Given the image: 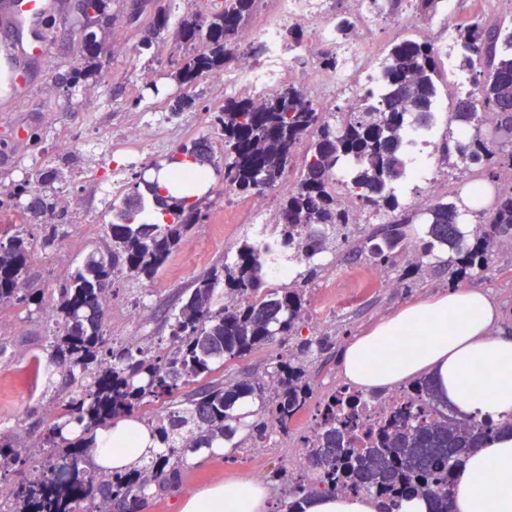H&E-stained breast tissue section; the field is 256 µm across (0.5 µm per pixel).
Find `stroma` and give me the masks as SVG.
Returning <instances> with one entry per match:
<instances>
[{"instance_id":"obj_1","label":"stroma","mask_w":512,"mask_h":512,"mask_svg":"<svg viewBox=\"0 0 512 512\" xmlns=\"http://www.w3.org/2000/svg\"><path fill=\"white\" fill-rule=\"evenodd\" d=\"M133 0H111L109 12L115 17V27L122 32L125 45L122 52L109 53L106 60L110 70L123 77H132L140 60V35L126 27L122 15ZM81 0H56L54 15L47 32L48 50L41 59L27 63L30 88L19 109L0 107V182L15 181L16 166L27 170L48 169L64 161H73L75 167L90 163L99 166L104 181L131 182L135 170L109 163L107 143L89 145L86 138L85 97H92L101 114L104 133L127 127L135 114L127 109L124 100L114 98L110 83L103 82L75 93L64 92L54 78L57 73L78 64L81 49L73 29L81 18ZM70 190L81 200L80 211L67 214L68 226L64 236L50 247H36L29 260V278L42 288L45 297H52L59 280L71 271L86 255L101 246L107 237L110 222L105 212V200L94 187L71 180L48 186L50 195ZM209 198L213 202L206 217L183 237L163 271L153 279L115 281L107 303L103 331L113 342L133 343L142 337L154 340L167 338L169 325L165 311L177 304L184 288L206 274L213 266L223 263L243 240L253 237L249 224L224 223L226 191L223 183L210 181ZM421 223L406 228L407 246L384 271L391 278H399L402 270L416 261H423L422 274L405 280L404 288L384 290L373 298L355 301L354 292L362 280L356 271L359 264L351 247L345 246L325 253L321 262L325 269L312 280H305L306 264L293 266L294 275L286 280L289 288L302 289L307 312H314L320 296L334 289L340 298L337 310L325 319L324 333L331 336L329 349L319 352L307 366L314 399H322L343 378L339 355L346 343L362 334L376 322L393 313L404 304L441 295L448 289L463 284L465 279L449 266L447 253L420 258L417 247L424 234ZM494 270L485 277H472V285L480 287L494 300L501 312L512 316V250H498ZM140 307L144 318L130 320L128 312ZM10 329L1 340L7 350L0 355V436L17 438L33 449H40L52 421L61 414L60 402L68 399L72 386L62 373H54L51 380L40 378L47 362L49 325L42 312L19 304L0 309V323ZM296 337L290 336L254 350L244 358L222 364L218 377L234 378L244 373H264L279 357L287 355L295 346ZM310 415H302L287 432L273 439L267 453L258 460L250 459L247 450L253 440L240 435L241 447L233 455L211 456L206 467L188 466L184 473L183 493L189 494L212 482L237 476L253 477L256 471L286 466L288 451L297 447L300 437L309 433Z\"/></svg>"}]
</instances>
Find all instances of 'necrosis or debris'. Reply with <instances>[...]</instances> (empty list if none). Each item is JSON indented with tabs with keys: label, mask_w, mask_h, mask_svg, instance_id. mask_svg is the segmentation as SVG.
Wrapping results in <instances>:
<instances>
[{
	"label": "necrosis or debris",
	"mask_w": 512,
	"mask_h": 512,
	"mask_svg": "<svg viewBox=\"0 0 512 512\" xmlns=\"http://www.w3.org/2000/svg\"><path fill=\"white\" fill-rule=\"evenodd\" d=\"M338 2L260 0L261 16L238 34L243 53L230 66L204 78L210 101L220 106L228 100H259L269 97L282 85L291 84L322 109H334L339 97L349 98L360 89L378 84L383 55L370 38L378 26H386L391 40L396 41L408 35L421 36L433 23L438 26L437 48L448 65L449 93L462 97L473 95L468 74L456 70L452 64L457 51L460 0H440L441 8L432 18L417 14L414 0H400L395 7L390 0H353L354 8L348 16L351 33L345 38L337 33ZM293 26L306 29L308 37L290 51L285 47L283 34ZM257 44L261 45L262 53L255 58L249 48ZM328 53L338 57L337 67H323L321 58ZM164 107V99L146 100L138 121L113 136V155L135 164L145 150L166 144L173 129L155 122ZM335 393L341 400L350 397L357 400L356 444L360 447L364 446L367 434L383 424L397 405L412 398L411 391L404 389L378 395L345 382L337 383Z\"/></svg>",
	"instance_id": "4bbe7bcc"
}]
</instances>
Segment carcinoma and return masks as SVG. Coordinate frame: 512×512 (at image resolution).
Instances as JSON below:
<instances>
[{
  "label": "carcinoma",
  "mask_w": 512,
  "mask_h": 512,
  "mask_svg": "<svg viewBox=\"0 0 512 512\" xmlns=\"http://www.w3.org/2000/svg\"><path fill=\"white\" fill-rule=\"evenodd\" d=\"M160 2L142 30L140 49L149 51L170 34L179 44L202 42L201 48L177 58L167 72V78L182 88L232 63L237 34L256 0H222L218 9L180 16L174 27L172 0ZM82 13L81 61L55 78L68 91L104 79L105 49L112 43L106 0H82ZM459 39L460 67L483 68V80L474 84V95L456 98L449 122L457 126L448 129L440 149L456 157L471 182L481 179L486 169L512 172V115L496 113L503 102L512 101V27L474 23L460 28ZM441 62L427 37L392 46L377 105L364 97L345 109L323 113L292 85L261 102L228 100L214 115L222 132L224 165L215 162V152L205 141L196 139L166 157L170 181L178 191L191 190L198 173L182 164L206 161L224 171L228 189L254 193L279 186L291 164L301 159L300 177L283 198L278 225L282 246L293 250L288 259L309 263L347 242L356 229L352 210L341 204L332 187L336 171L343 170L357 208L376 217H393L388 225L373 228L354 253L366 251L375 264H389L390 253L404 245L405 225L413 223L399 194L407 171L405 132L415 122L428 123ZM195 105L193 96H178L168 105V118ZM486 111L494 114L498 141L483 137L473 125V117ZM70 173V168L58 166L40 170L34 178L47 186ZM30 184L28 176L18 184L1 186L0 212H19L25 224L55 213L56 203L46 195L23 201L32 193ZM477 202L479 197L470 196L427 205L422 256L446 250L461 274L490 271L495 245L512 236V189L499 192L489 214L472 210ZM206 208L200 198L163 195L158 186L139 182L133 191L109 200L113 219L107 242L59 282L56 300L48 308L43 306L41 289L27 279V263L36 245L49 246L60 236L59 225H46L38 244L18 230L0 237V308L25 301L39 311H51L56 330L49 341L50 360L77 384L64 404L65 420L48 429L47 458L28 476L7 480L17 464L26 462L27 447L9 440L0 443V478L11 486L9 496L0 500V512H142L151 501L182 488L187 453L209 450L235 437V409L241 401H259V409L269 410L283 428L305 410L312 389L300 357L316 348L326 349V337L304 340L297 353L278 360L261 375L211 380L184 394L183 400L171 402L151 419L160 437V453L128 472L92 470L82 440L71 442L64 435L67 429L78 428L85 436L145 403L164 402L181 387L212 374L217 362L242 358L278 336L298 331L305 313L303 291L268 286L270 254L257 242L246 241L223 264L197 278L181 304L168 312L169 345L145 341L106 346L102 327L112 277L117 273L134 280L155 277ZM157 214L166 221L154 223ZM379 237L381 245L376 243ZM222 285L233 298L230 304L219 296ZM413 386L426 414L404 406L370 435L365 448L354 447L355 409L334 400L326 405L312 448V465L321 478L316 486L297 483L288 512H301L307 493H336L346 484L362 483L401 499L428 495L433 498L432 512H451V472L494 425L458 420L437 399L429 378H420Z\"/></svg>",
  "instance_id": "obj_1"
}]
</instances>
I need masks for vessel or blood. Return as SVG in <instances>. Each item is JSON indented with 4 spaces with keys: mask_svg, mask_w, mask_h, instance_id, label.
Wrapping results in <instances>:
<instances>
[{
    "mask_svg": "<svg viewBox=\"0 0 512 512\" xmlns=\"http://www.w3.org/2000/svg\"><path fill=\"white\" fill-rule=\"evenodd\" d=\"M53 7V0H0V104L21 103L25 63L44 52V21Z\"/></svg>",
    "mask_w": 512,
    "mask_h": 512,
    "instance_id": "vessel-or-blood-1",
    "label": "vessel or blood"
}]
</instances>
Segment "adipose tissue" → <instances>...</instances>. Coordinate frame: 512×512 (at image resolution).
<instances>
[{"label": "adipose tissue", "mask_w": 512, "mask_h": 512, "mask_svg": "<svg viewBox=\"0 0 512 512\" xmlns=\"http://www.w3.org/2000/svg\"><path fill=\"white\" fill-rule=\"evenodd\" d=\"M479 287L463 284L435 298L403 306L341 354L346 381L365 390L391 389L431 378L437 395L461 420L490 421L498 429L451 474L453 512H512V332ZM87 458L97 472L127 469L159 453L142 420L125 416L97 427ZM368 495L316 492L304 512H380ZM176 512H274L270 489L237 478L179 498Z\"/></svg>", "instance_id": "ef3b65f1"}]
</instances>
